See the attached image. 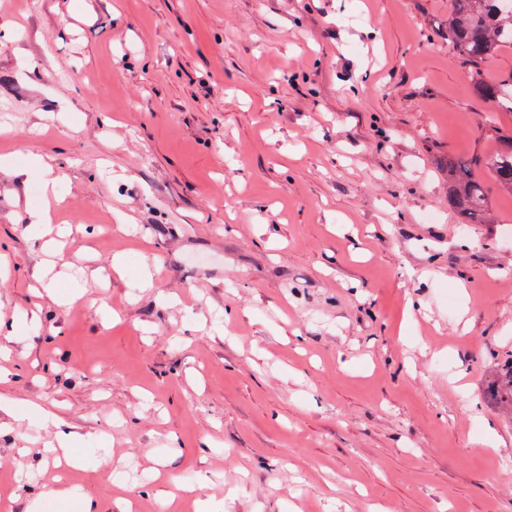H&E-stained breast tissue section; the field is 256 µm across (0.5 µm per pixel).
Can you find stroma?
I'll use <instances>...</instances> for the list:
<instances>
[{"label": "stroma", "mask_w": 512, "mask_h": 512, "mask_svg": "<svg viewBox=\"0 0 512 512\" xmlns=\"http://www.w3.org/2000/svg\"><path fill=\"white\" fill-rule=\"evenodd\" d=\"M469 76L448 0H0V155L61 201L0 171V401L60 419L0 414V512L62 432L95 512H512V192L448 203L512 114ZM489 165L498 184L512 192V143L511 146L495 153L489 159L480 157L448 158V202L456 211L460 224H488L484 184L476 170ZM490 394L510 414L512 412V360L507 370L502 371L492 384Z\"/></svg>", "instance_id": "obj_1"}]
</instances>
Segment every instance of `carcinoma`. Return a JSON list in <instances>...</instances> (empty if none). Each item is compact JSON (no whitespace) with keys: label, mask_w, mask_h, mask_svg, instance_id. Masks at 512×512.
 Wrapping results in <instances>:
<instances>
[{"label":"carcinoma","mask_w":512,"mask_h":512,"mask_svg":"<svg viewBox=\"0 0 512 512\" xmlns=\"http://www.w3.org/2000/svg\"><path fill=\"white\" fill-rule=\"evenodd\" d=\"M448 40L469 65L472 93L498 112H512V75L489 82L482 72L486 60L512 49V0H448ZM485 165L500 186L512 191V146L487 160L448 157V202L462 224L490 222L485 187L476 174ZM490 394L512 412V366L498 375Z\"/></svg>","instance_id":"cac0c4a2"}]
</instances>
